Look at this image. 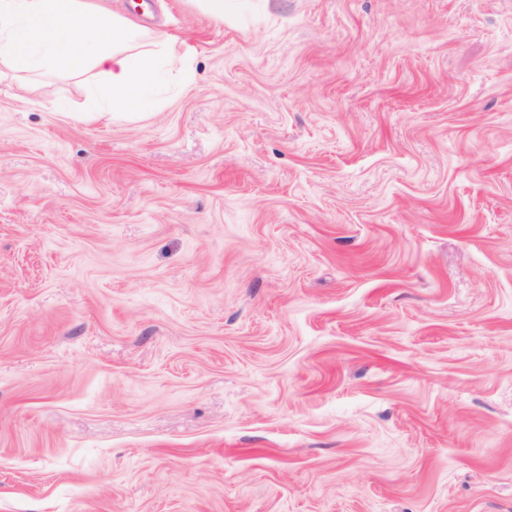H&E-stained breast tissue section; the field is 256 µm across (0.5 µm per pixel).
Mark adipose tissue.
Instances as JSON below:
<instances>
[{"instance_id": "obj_1", "label": "adipose tissue", "mask_w": 512, "mask_h": 512, "mask_svg": "<svg viewBox=\"0 0 512 512\" xmlns=\"http://www.w3.org/2000/svg\"><path fill=\"white\" fill-rule=\"evenodd\" d=\"M170 37L148 32L98 0H0V76L96 69L113 111L152 108L171 71Z\"/></svg>"}]
</instances>
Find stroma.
<instances>
[{
  "instance_id": "1",
  "label": "stroma",
  "mask_w": 512,
  "mask_h": 512,
  "mask_svg": "<svg viewBox=\"0 0 512 512\" xmlns=\"http://www.w3.org/2000/svg\"><path fill=\"white\" fill-rule=\"evenodd\" d=\"M185 84L0 81V512H512V0H103Z\"/></svg>"
}]
</instances>
